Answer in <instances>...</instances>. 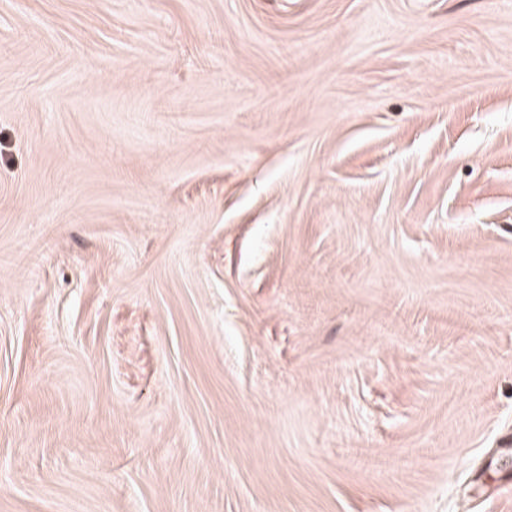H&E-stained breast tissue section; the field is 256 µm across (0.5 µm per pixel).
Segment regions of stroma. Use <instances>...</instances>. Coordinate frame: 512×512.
Returning a JSON list of instances; mask_svg holds the SVG:
<instances>
[{
    "mask_svg": "<svg viewBox=\"0 0 512 512\" xmlns=\"http://www.w3.org/2000/svg\"><path fill=\"white\" fill-rule=\"evenodd\" d=\"M0 512H512V0H0Z\"/></svg>",
    "mask_w": 512,
    "mask_h": 512,
    "instance_id": "1",
    "label": "stroma"
}]
</instances>
